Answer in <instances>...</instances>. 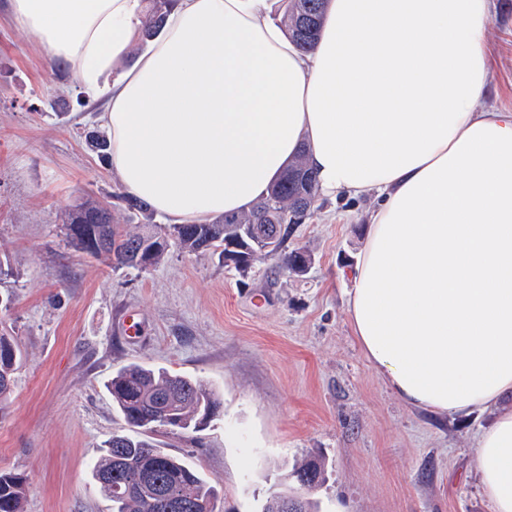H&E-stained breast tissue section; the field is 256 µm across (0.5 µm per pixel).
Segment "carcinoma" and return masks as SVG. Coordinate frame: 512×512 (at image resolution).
Returning a JSON list of instances; mask_svg holds the SVG:
<instances>
[{
    "label": "carcinoma",
    "mask_w": 512,
    "mask_h": 512,
    "mask_svg": "<svg viewBox=\"0 0 512 512\" xmlns=\"http://www.w3.org/2000/svg\"><path fill=\"white\" fill-rule=\"evenodd\" d=\"M149 7L142 15L139 27L141 43L158 36L177 0H148ZM327 0H279L282 23L299 50L310 52L320 35L321 18ZM318 194L316 176L295 159L282 180L270 193L258 200L248 211L223 216L211 223L191 225L188 236L175 235L177 225H154L151 231L139 225L118 224L108 207L90 199L76 203L65 214L62 226L96 224L109 240L108 247L95 253L114 269H134L143 266L133 253L130 241L142 237L151 239L165 234L172 237V246L184 253L202 248H227L235 239L242 224H278L282 232L275 246L264 251L251 248L235 261V268L246 271L257 255L278 260V268L296 273L295 263L301 248H288L291 216L301 211L309 213ZM116 198L129 203L127 211L150 221V206L122 193ZM23 359L22 350L11 336L0 335V402L5 401L14 382V374ZM112 405L122 416L127 432L115 433L95 461L92 477L100 490L112 502V512H204L215 505L216 494L200 470L193 464L166 453L154 434L174 438L200 430V420H213L220 407L217 393L204 381L184 375L171 374L163 368L129 364L112 374L107 383ZM285 482L268 493L262 512H280L282 495L298 494V489H313L325 481V470L318 458H309L293 465ZM28 479L12 471H0V512H24ZM169 488L177 494L183 508H168L161 490Z\"/></svg>",
    "instance_id": "obj_1"
}]
</instances>
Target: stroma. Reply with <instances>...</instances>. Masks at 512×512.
<instances>
[{"label":"stroma","mask_w":512,"mask_h":512,"mask_svg":"<svg viewBox=\"0 0 512 512\" xmlns=\"http://www.w3.org/2000/svg\"><path fill=\"white\" fill-rule=\"evenodd\" d=\"M0 0V334L24 359L0 407V470L29 479L25 512H112L91 467L124 422L106 383L130 363L204 380L222 415L171 449L218 490V512H260L295 461L322 459L320 512H491L480 494L477 435L491 412L440 414L405 403L365 358L348 319L349 271L373 198H319L289 247L296 276L271 257L247 272L217 251L173 250L144 272L115 271L67 248L78 199L129 214L108 159L88 146L103 100L70 86ZM493 81L484 104L512 111V0H491Z\"/></svg>","instance_id":"1"}]
</instances>
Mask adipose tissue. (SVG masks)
I'll return each mask as SVG.
<instances>
[{
    "mask_svg": "<svg viewBox=\"0 0 512 512\" xmlns=\"http://www.w3.org/2000/svg\"><path fill=\"white\" fill-rule=\"evenodd\" d=\"M15 27L102 97L122 190L174 224L239 214L296 156L320 195L375 196L347 293L366 358L406 403L493 413L478 487L512 512V112L489 0H329L316 48L271 0H179L130 60L141 0H8ZM486 33L493 81L484 104L488 109L512 111V0H492Z\"/></svg>",
    "mask_w": 512,
    "mask_h": 512,
    "instance_id": "obj_1",
    "label": "adipose tissue"
}]
</instances>
